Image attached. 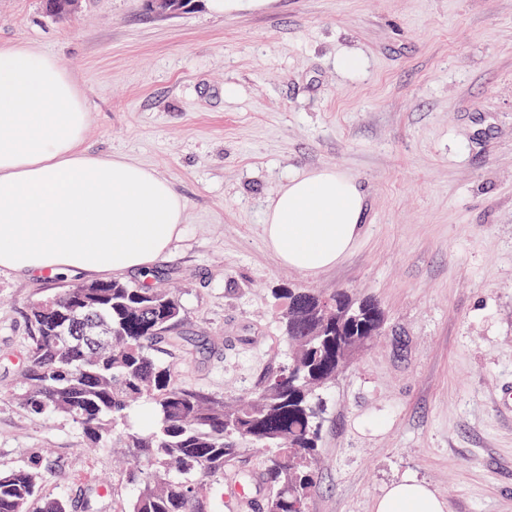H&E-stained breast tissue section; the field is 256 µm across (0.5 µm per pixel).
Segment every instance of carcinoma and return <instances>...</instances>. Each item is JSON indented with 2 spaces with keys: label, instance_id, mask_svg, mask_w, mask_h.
<instances>
[{
  "label": "carcinoma",
  "instance_id": "cac0c4a2",
  "mask_svg": "<svg viewBox=\"0 0 512 512\" xmlns=\"http://www.w3.org/2000/svg\"><path fill=\"white\" fill-rule=\"evenodd\" d=\"M288 361L243 397L202 394L158 357L182 320L176 293L120 279L69 286L29 308L23 381L12 398L32 415L76 423L81 438L116 450L136 495L124 512H214L224 482L252 447L267 453L259 512H309L320 475L322 409L314 392L335 381L385 325L380 305L344 290L275 289ZM41 457L0 470V512H69L43 493Z\"/></svg>",
  "mask_w": 512,
  "mask_h": 512
}]
</instances>
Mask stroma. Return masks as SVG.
<instances>
[{
    "instance_id": "1",
    "label": "stroma",
    "mask_w": 512,
    "mask_h": 512,
    "mask_svg": "<svg viewBox=\"0 0 512 512\" xmlns=\"http://www.w3.org/2000/svg\"><path fill=\"white\" fill-rule=\"evenodd\" d=\"M55 56L83 93V149L166 177L185 204L155 266L177 289L178 380L253 391L285 353L284 284L376 300L385 331L320 391V484L310 512H373L394 481L446 512H512V0H252L180 14L146 0H0V42ZM359 56L355 73L336 60ZM356 179L364 229L336 266L282 265L263 233L288 179ZM67 279L0 269V469L43 458L46 494L124 512L134 487L76 424L5 393L29 342L26 310Z\"/></svg>"
}]
</instances>
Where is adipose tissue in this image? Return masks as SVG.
Wrapping results in <instances>:
<instances>
[{"instance_id":"ef3b65f1","label":"adipose tissue","mask_w":512,"mask_h":512,"mask_svg":"<svg viewBox=\"0 0 512 512\" xmlns=\"http://www.w3.org/2000/svg\"><path fill=\"white\" fill-rule=\"evenodd\" d=\"M83 95L55 57L0 43V269L17 277L149 278L179 236L185 203L154 169L81 148ZM356 180L323 169L294 177L269 206L275 258L307 274L336 265L363 229ZM373 512H446L427 484L401 479Z\"/></svg>"}]
</instances>
